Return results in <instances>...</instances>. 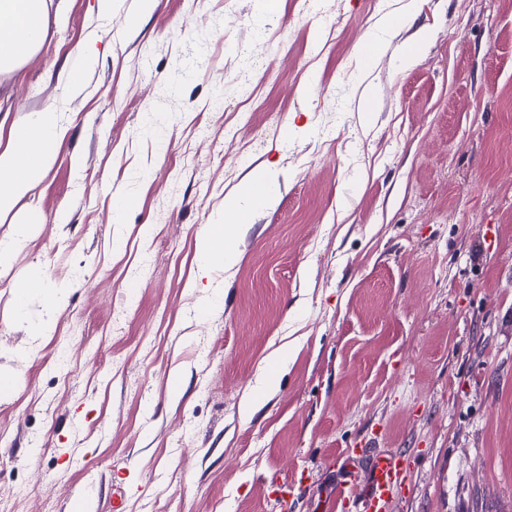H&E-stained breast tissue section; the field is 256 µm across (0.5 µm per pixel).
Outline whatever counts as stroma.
I'll list each match as a JSON object with an SVG mask.
<instances>
[{
	"instance_id": "1",
	"label": "stroma",
	"mask_w": 512,
	"mask_h": 512,
	"mask_svg": "<svg viewBox=\"0 0 512 512\" xmlns=\"http://www.w3.org/2000/svg\"><path fill=\"white\" fill-rule=\"evenodd\" d=\"M53 4L0 76V117L63 132L0 217L10 512H278L281 481L285 512H324L379 452L406 466L390 512H512V0ZM259 166L272 203L200 275ZM271 181L269 168L259 167L251 171L226 202L224 222L211 224L210 230L198 239V253L205 270L216 264L229 268L237 263L233 227L248 223L251 215L269 201L270 196H260L259 190L267 188Z\"/></svg>"
}]
</instances>
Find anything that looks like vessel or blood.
<instances>
[{
	"label": "vessel or blood",
	"mask_w": 512,
	"mask_h": 512,
	"mask_svg": "<svg viewBox=\"0 0 512 512\" xmlns=\"http://www.w3.org/2000/svg\"><path fill=\"white\" fill-rule=\"evenodd\" d=\"M406 476L403 459L395 454L376 455L362 493L338 483L326 498V512H389L392 494Z\"/></svg>",
	"instance_id": "obj_1"
}]
</instances>
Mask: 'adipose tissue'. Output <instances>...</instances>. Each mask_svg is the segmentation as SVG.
I'll return each instance as SVG.
<instances>
[{"label":"adipose tissue","mask_w":512,"mask_h":512,"mask_svg":"<svg viewBox=\"0 0 512 512\" xmlns=\"http://www.w3.org/2000/svg\"><path fill=\"white\" fill-rule=\"evenodd\" d=\"M52 0H0V74L18 69L45 39ZM62 136L57 111L46 107L29 121L0 126V215L11 212L53 164ZM271 183L269 168L250 172L224 206V221L211 225L197 248L203 267H232L238 260L233 228L248 223L266 199L259 191Z\"/></svg>","instance_id":"adipose-tissue-1"}]
</instances>
